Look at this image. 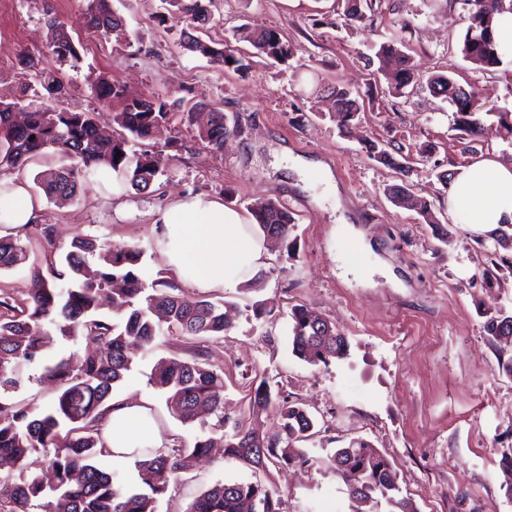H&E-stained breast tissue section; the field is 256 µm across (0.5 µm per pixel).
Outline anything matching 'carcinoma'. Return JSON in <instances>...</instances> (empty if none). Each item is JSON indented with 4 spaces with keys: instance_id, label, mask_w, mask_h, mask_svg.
I'll return each mask as SVG.
<instances>
[{
    "instance_id": "carcinoma-1",
    "label": "carcinoma",
    "mask_w": 512,
    "mask_h": 512,
    "mask_svg": "<svg viewBox=\"0 0 512 512\" xmlns=\"http://www.w3.org/2000/svg\"><path fill=\"white\" fill-rule=\"evenodd\" d=\"M468 13L469 26L463 40L464 56L483 69L502 64L495 42L494 15L505 11L502 0H455ZM173 13L191 21L193 28L211 22L206 0H166ZM87 28L114 31L120 18L108 0H90L85 13ZM52 58L61 62L78 59V50L66 26L57 17L47 19ZM258 57L285 61L291 49L275 30L247 35ZM184 47L216 58L236 71L245 72L250 61L183 32ZM403 43L392 37L382 43L377 57L395 63L394 88L407 87L415 77L410 56ZM429 89L452 103L453 129L476 137L481 118L473 110L474 94L457 86L444 74L429 78ZM95 95L105 101L117 99L122 109L113 123L121 132L104 136L94 112H68L50 106L36 94L22 95L13 102H0V168L19 169L34 157L51 150L71 164L41 175L39 185L48 197L72 198L79 180L107 166L138 192L151 187L178 140L142 150L137 145L154 139L170 125L166 101L153 95L129 97L124 89L105 77L93 84ZM338 117L347 127L360 111V104L345 88L335 91ZM230 129L224 113L212 112L198 137L214 151L224 148ZM377 162L405 174L408 156L402 147L375 141L367 146ZM254 223L264 236L289 243L294 218L278 201L266 200L252 210ZM144 251L138 246H109L91 235L73 238L70 249L47 270L32 264L35 287L21 295L0 291V460H9L15 470L0 474V512H158L159 499L170 481L186 471L189 462L207 455L213 435H220L224 459L239 461L256 471L269 463L306 464L308 458L299 443L315 435L309 413L290 400L280 388L263 379L249 400L254 416L275 410L280 429L261 437L246 428L244 421L224 416V373L206 362L204 344L224 336L229 322L226 303L206 296L184 298L173 293L177 285L163 278L144 279ZM27 246L15 236L0 237V271L25 262ZM512 274V258L495 257L479 276L488 285L498 282L500 272ZM107 298L114 321L99 313L100 300ZM66 339L82 336L103 348H91L82 356L71 355L43 366V375L58 386L54 404L38 412L15 401L9 393L26 379V369L43 359L50 340L48 327ZM292 353L312 364H328L347 354L346 338L336 326L307 304H296L288 312ZM486 333L495 341L512 342V314L500 312L485 323ZM185 336L197 341L193 359H169L155 365L150 384L166 394L168 410L181 422L191 424L205 413L214 417L209 430L192 443L176 447L139 449L138 479L142 489L126 486L114 472L106 471L97 459L109 455L103 445L100 422L112 408L114 387L131 370V345L149 346L159 336ZM43 457L42 466L52 470L55 482L47 485L42 474L31 470L29 458ZM336 473L348 484L353 498L376 505L384 502L390 512H417L413 501L401 495L392 463L363 439H352L336 451ZM276 490L260 479L246 482H218L197 496L187 512H280Z\"/></svg>"
}]
</instances>
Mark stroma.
Instances as JSON below:
<instances>
[{
	"label": "stroma",
	"instance_id": "1",
	"mask_svg": "<svg viewBox=\"0 0 512 512\" xmlns=\"http://www.w3.org/2000/svg\"><path fill=\"white\" fill-rule=\"evenodd\" d=\"M88 4L0 0V51L23 50L48 63L38 76L19 74L12 61L0 66V100L25 88L52 106L97 113L110 131L120 105L91 90L103 76L127 95L164 99L172 112L164 135L181 147L147 192L124 190L120 212L93 177L70 201L47 199L36 178L65 161L45 153L29 162L21 175L42 200L44 223L55 227L57 255L73 237L89 234L141 247L144 274L155 277L167 265L153 221L180 194L202 193L243 213L274 199L296 221L295 249L270 243L255 288L211 291L235 308L208 361L224 373L226 415L247 418L259 434H274L279 420L273 413L249 417L255 382L268 380L302 403L319 428L306 445L309 462L272 464L258 475L216 449L170 483L158 512H187L205 488L257 475L279 490L281 512H387L353 501L334 471L336 450L353 438L393 463L418 512H512V472L500 465L512 447V378L499 367L512 357V344L493 343L484 329L488 316L512 313V277L492 286L479 278L494 243L482 228L455 223L439 179L481 155L512 165V140L496 118L512 112V57L491 71L464 57L468 21L456 0H373L352 24L344 21L345 0H210L211 24L194 31L202 41L240 56L252 50L243 32L273 29L291 50L287 62L259 59L245 72L185 50L188 22L168 16L165 0H111L122 28L108 33L85 26ZM50 14L66 24L80 61L51 60ZM393 36L419 75L399 92L376 57ZM434 73L475 89L483 114L476 140L452 130L453 105L426 87ZM337 87L359 94L360 121L349 133L336 120ZM200 102L223 112L236 130L221 152L197 136ZM370 141L424 150L410 161L406 180L414 197L431 203L445 238L416 209L388 199L384 188L397 174L368 156ZM319 163L331 170L332 184L321 181ZM257 300L271 309V320H255L250 306ZM297 303L315 308L346 337L343 359L315 366L293 355L287 313ZM129 352L132 369L115 398L145 397L172 443L191 442L199 426L173 417L148 382L159 360L191 357L190 344L163 336L150 350Z\"/></svg>",
	"mask_w": 512,
	"mask_h": 512
}]
</instances>
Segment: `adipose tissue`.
Masks as SVG:
<instances>
[{
	"mask_svg": "<svg viewBox=\"0 0 512 512\" xmlns=\"http://www.w3.org/2000/svg\"><path fill=\"white\" fill-rule=\"evenodd\" d=\"M0 237L22 233L42 220L40 201L24 179L0 176ZM448 212L462 224L492 234L512 223V166L480 158L458 170L448 185ZM166 264L182 282L198 290H231L252 279L266 256L264 239L243 213L206 195L172 198L154 222ZM102 437L113 460L133 458L137 449L161 447L152 410L145 399L113 403L102 421Z\"/></svg>",
	"mask_w": 512,
	"mask_h": 512,
	"instance_id": "adipose-tissue-1",
	"label": "adipose tissue"
}]
</instances>
